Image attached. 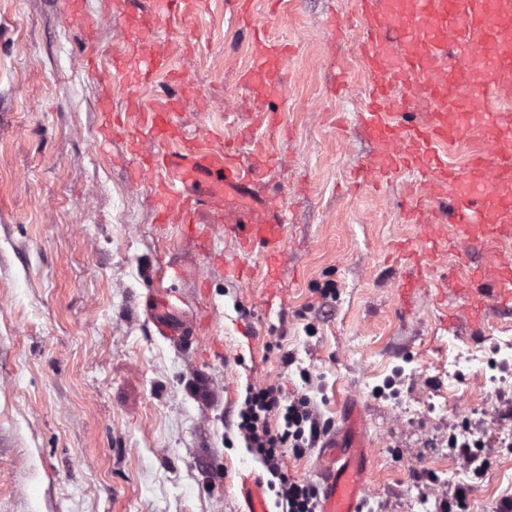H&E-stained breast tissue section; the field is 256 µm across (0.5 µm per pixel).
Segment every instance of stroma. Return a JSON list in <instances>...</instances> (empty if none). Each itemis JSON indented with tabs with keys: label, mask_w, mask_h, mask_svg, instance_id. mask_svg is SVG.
Masks as SVG:
<instances>
[{
	"label": "stroma",
	"mask_w": 512,
	"mask_h": 512,
	"mask_svg": "<svg viewBox=\"0 0 512 512\" xmlns=\"http://www.w3.org/2000/svg\"><path fill=\"white\" fill-rule=\"evenodd\" d=\"M233 0L167 19L157 47L172 69L132 84L143 102L177 100L186 136L247 157L264 143L292 222L282 286H264L261 256H240L210 230V253L180 225L158 223L149 183L129 182L126 94L117 139L100 133L104 85L142 0H0V512H246L240 478L266 480L239 436L251 383L307 395L332 424L344 400L364 408L372 442L370 512H434L468 489L466 512L512 497V399L491 392L494 337L446 328L460 305L455 253L398 304L397 241L410 177H372L376 151L358 124L369 100L357 0H251L260 32L288 41L283 95L257 104L241 76L253 36ZM275 123L254 121L257 107ZM244 260L250 284L224 275ZM196 328L175 344L151 319ZM469 345L477 365L451 367ZM293 364H284V357ZM474 430L481 469L463 468L450 435Z\"/></svg>",
	"instance_id": "1"
}]
</instances>
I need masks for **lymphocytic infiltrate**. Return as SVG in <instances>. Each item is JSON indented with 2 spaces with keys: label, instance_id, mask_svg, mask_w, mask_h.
<instances>
[{
  "label": "lymphocytic infiltrate",
  "instance_id": "lymphocytic-infiltrate-1",
  "mask_svg": "<svg viewBox=\"0 0 512 512\" xmlns=\"http://www.w3.org/2000/svg\"><path fill=\"white\" fill-rule=\"evenodd\" d=\"M245 446L269 475L267 489L275 512H319V488L289 476L286 455L304 456L331 428L311 401L282 385L251 384L238 413Z\"/></svg>",
  "mask_w": 512,
  "mask_h": 512
}]
</instances>
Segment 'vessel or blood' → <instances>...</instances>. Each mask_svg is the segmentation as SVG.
<instances>
[{
    "instance_id": "1",
    "label": "vessel or blood",
    "mask_w": 512,
    "mask_h": 512,
    "mask_svg": "<svg viewBox=\"0 0 512 512\" xmlns=\"http://www.w3.org/2000/svg\"><path fill=\"white\" fill-rule=\"evenodd\" d=\"M205 0H150L151 23L133 33L143 46L133 65L139 81L168 69L152 48L158 21L189 14ZM366 34L361 54L371 104L360 113L364 130L381 149L373 172L424 174L438 207L421 206L418 246L446 254L448 228H456L467 250L488 260L467 269L461 283L463 316L481 331L489 305L512 308V0H361ZM284 41L256 48L245 72V88L257 102L285 90L278 63ZM140 141L154 147L137 177H151L162 213L176 211L180 223L207 216L238 251L262 249L266 287L276 285L273 267L285 243L289 217L278 193L260 189L276 163L255 147L249 162L221 158L207 138L183 137L170 101H155L139 114ZM462 140L471 150L465 167H449L440 148ZM177 150H170V143ZM345 429L331 435L322 453L321 512H364L370 444L361 414L346 416ZM248 512H269L253 477L241 479Z\"/></svg>"
}]
</instances>
